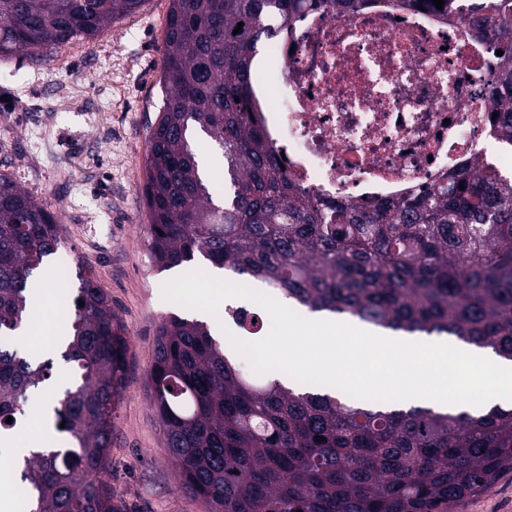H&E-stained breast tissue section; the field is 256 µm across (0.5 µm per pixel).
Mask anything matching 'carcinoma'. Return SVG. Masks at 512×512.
<instances>
[{
    "label": "carcinoma",
    "mask_w": 512,
    "mask_h": 512,
    "mask_svg": "<svg viewBox=\"0 0 512 512\" xmlns=\"http://www.w3.org/2000/svg\"><path fill=\"white\" fill-rule=\"evenodd\" d=\"M143 2L0 0V56L48 58ZM302 2L170 0L144 186L152 263L169 271L202 257L314 313L512 360V179L476 163L449 187L364 210L322 209L283 175L254 106L252 65L270 21ZM498 105L512 140V96ZM199 134L221 152L222 202L194 150ZM64 243L51 214L0 174V336L29 321L32 288ZM79 280L52 348L72 366L65 387L53 360L0 346V432L23 423L39 392L67 435L63 448L38 441L22 456L29 512H121L110 451L124 328L95 277ZM224 319L242 340L262 329L257 308L228 305ZM225 349L204 321L172 314L156 329L148 371L178 487L204 512H450L512 472V407L473 415L354 402L333 387L289 388L273 372L245 371Z\"/></svg>",
    "instance_id": "carcinoma-1"
}]
</instances>
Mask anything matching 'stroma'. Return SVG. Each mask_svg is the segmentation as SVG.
Instances as JSON below:
<instances>
[{
    "instance_id": "35a3bbf8",
    "label": "stroma",
    "mask_w": 512,
    "mask_h": 512,
    "mask_svg": "<svg viewBox=\"0 0 512 512\" xmlns=\"http://www.w3.org/2000/svg\"><path fill=\"white\" fill-rule=\"evenodd\" d=\"M169 0H145L87 42L50 60L0 57V173L9 175L61 224L72 276L52 283L39 324L15 333L31 352L67 319L77 271L97 279L128 340L122 403L112 424V486L122 512H201L176 485L147 395L155 329L179 311L163 287L178 271L149 257L143 203L149 127L162 105L158 86ZM454 512H512V473Z\"/></svg>"
}]
</instances>
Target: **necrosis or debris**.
<instances>
[{
    "mask_svg": "<svg viewBox=\"0 0 512 512\" xmlns=\"http://www.w3.org/2000/svg\"><path fill=\"white\" fill-rule=\"evenodd\" d=\"M489 10V0H359L340 17L332 0H308L260 54L276 76L255 83L288 181L322 207L370 208L475 163L512 174L491 119L498 50L512 36L467 23Z\"/></svg>",
    "mask_w": 512,
    "mask_h": 512,
    "instance_id": "4bbe7bcc",
    "label": "necrosis or debris"
}]
</instances>
